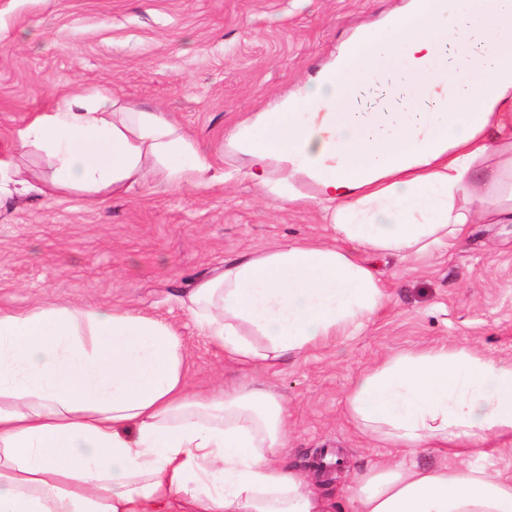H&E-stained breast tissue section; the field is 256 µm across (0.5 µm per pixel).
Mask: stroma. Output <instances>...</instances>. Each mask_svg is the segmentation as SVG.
<instances>
[{"instance_id":"1","label":"stroma","mask_w":512,"mask_h":512,"mask_svg":"<svg viewBox=\"0 0 512 512\" xmlns=\"http://www.w3.org/2000/svg\"><path fill=\"white\" fill-rule=\"evenodd\" d=\"M405 0H0V309L119 305L159 317L185 340L188 383L257 381L287 398L286 465L340 450L332 485L381 459L380 441L344 411L351 382L394 354L466 346L512 361V223L473 224L454 248L372 257L385 305L358 335L254 371L226 359L183 305L226 261L333 235L311 203L268 198L247 178L152 192L134 185L92 201L49 189L46 158L18 134L75 93L164 113L215 168L235 121L271 108L337 46Z\"/></svg>"}]
</instances>
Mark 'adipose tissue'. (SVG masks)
I'll use <instances>...</instances> for the list:
<instances>
[{"instance_id": "1", "label": "adipose tissue", "mask_w": 512, "mask_h": 512, "mask_svg": "<svg viewBox=\"0 0 512 512\" xmlns=\"http://www.w3.org/2000/svg\"><path fill=\"white\" fill-rule=\"evenodd\" d=\"M373 52L351 60L359 43ZM389 80L407 108L355 109ZM57 191L91 198L228 180L163 113L79 94L18 135ZM237 172L309 202L330 241L294 240L227 262L187 309L232 361L257 370L361 332L385 304L366 258L426 257L470 224L512 223V9L502 0H406L362 29L274 109L224 138ZM165 321L117 306L0 309V512H336L318 478L284 466L287 400L252 384L190 389ZM361 433L410 454L358 473L350 512H512V481L468 465L512 437V361L432 346L352 383ZM441 449L423 466L413 456Z\"/></svg>"}]
</instances>
